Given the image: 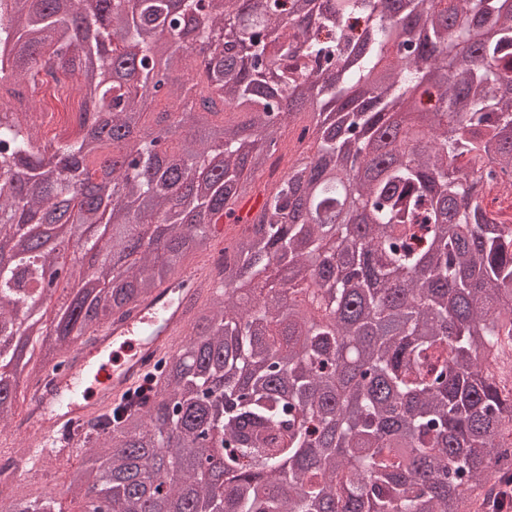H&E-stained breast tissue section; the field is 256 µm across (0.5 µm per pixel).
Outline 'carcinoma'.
<instances>
[{"mask_svg": "<svg viewBox=\"0 0 512 512\" xmlns=\"http://www.w3.org/2000/svg\"><path fill=\"white\" fill-rule=\"evenodd\" d=\"M29 2L0 0V74H77L86 107L77 131L43 143L28 113L0 112V235H27L15 215L61 196L78 224L120 225L107 246L130 259L72 268L98 291L69 295L36 372L207 253L219 213L250 224L223 248L152 393L87 427L89 460L64 494L96 481L125 512H156L162 485L141 466L160 456L192 512H457L462 498L500 512L512 495V222L484 199L512 180V0H186L180 14L169 0ZM189 27L209 51L203 87L184 97L152 58L159 32ZM182 97L191 134L173 112L143 128L147 102ZM228 111L236 119L215 124ZM299 120L298 157L239 216ZM106 178L112 197L81 192ZM143 224L166 225L162 252L143 248ZM52 261L25 248L0 267V336L43 319ZM274 262L267 294L236 295ZM13 361L0 349L3 423L21 385ZM214 423L221 492L186 464ZM57 506L51 493L20 512Z\"/></svg>", "mask_w": 512, "mask_h": 512, "instance_id": "cac0c4a2", "label": "carcinoma"}]
</instances>
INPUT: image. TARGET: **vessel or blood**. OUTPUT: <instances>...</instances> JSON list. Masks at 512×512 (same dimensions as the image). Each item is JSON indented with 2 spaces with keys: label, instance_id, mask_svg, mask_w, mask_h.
I'll return each mask as SVG.
<instances>
[{
  "label": "vessel or blood",
  "instance_id": "obj_1",
  "mask_svg": "<svg viewBox=\"0 0 512 512\" xmlns=\"http://www.w3.org/2000/svg\"><path fill=\"white\" fill-rule=\"evenodd\" d=\"M198 277V270H182L173 283L134 305L126 317L102 324L91 341L69 343L64 351L67 366L54 373L50 384L39 383L30 389L33 412L26 425L27 434L36 443L51 445L56 430L74 428L101 413L150 372L157 359L171 352L185 332ZM118 343L131 344L130 353L105 372L93 397L78 398L76 391L89 367V353L108 350Z\"/></svg>",
  "mask_w": 512,
  "mask_h": 512
}]
</instances>
